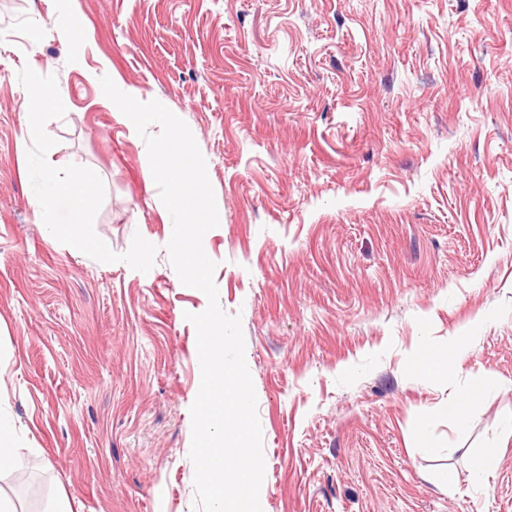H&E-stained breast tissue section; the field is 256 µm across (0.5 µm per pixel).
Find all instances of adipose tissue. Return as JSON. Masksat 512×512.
<instances>
[{
  "label": "adipose tissue",
  "instance_id": "1",
  "mask_svg": "<svg viewBox=\"0 0 512 512\" xmlns=\"http://www.w3.org/2000/svg\"><path fill=\"white\" fill-rule=\"evenodd\" d=\"M62 104L63 100L56 89L44 81L39 71H32L28 77V90L24 100L28 130H35L45 108L59 107ZM43 179L48 200L63 199L71 207V223L55 225V232L63 236L71 253H84L90 242L80 229V219L91 207V192L97 182L95 173L83 170L74 175H62L48 169L45 170Z\"/></svg>",
  "mask_w": 512,
  "mask_h": 512
}]
</instances>
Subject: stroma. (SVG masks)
<instances>
[{
    "label": "stroma",
    "mask_w": 512,
    "mask_h": 512,
    "mask_svg": "<svg viewBox=\"0 0 512 512\" xmlns=\"http://www.w3.org/2000/svg\"><path fill=\"white\" fill-rule=\"evenodd\" d=\"M33 68L66 105L31 133ZM105 75L163 101L206 159L203 249L242 315L262 512H512V0H0V420L18 446L0 493L18 512H195L184 315L208 299L170 263ZM45 162L97 176L83 254L52 230L64 203L35 215ZM454 336L447 372L416 367ZM488 372L503 390L481 393ZM452 394L474 398L465 427ZM490 444L483 489L468 461Z\"/></svg>",
    "instance_id": "35a3bbf8"
}]
</instances>
